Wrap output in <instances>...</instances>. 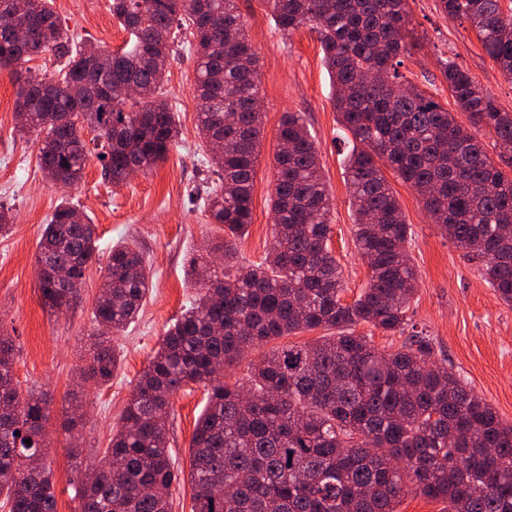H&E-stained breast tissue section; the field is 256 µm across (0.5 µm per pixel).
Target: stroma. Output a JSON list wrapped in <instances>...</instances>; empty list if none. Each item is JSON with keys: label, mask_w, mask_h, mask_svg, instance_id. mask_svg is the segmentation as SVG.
<instances>
[{"label": "stroma", "mask_w": 512, "mask_h": 512, "mask_svg": "<svg viewBox=\"0 0 512 512\" xmlns=\"http://www.w3.org/2000/svg\"><path fill=\"white\" fill-rule=\"evenodd\" d=\"M236 4L260 59L263 120L252 221L237 242L239 262L260 263L269 251L276 132L285 113H300L316 143L332 201L329 246L342 270V300L352 302L367 283L370 269L356 244L344 173L346 147L318 36L308 26L290 32L277 29L266 0H236ZM109 6L110 0H51L52 9L76 38L113 51L125 44L128 34L113 19ZM407 8L416 41L402 57V74L465 126L468 115L459 111L442 72L444 62L454 61L493 95L501 109L512 112V79L487 55L467 21L443 13L439 0H407ZM195 79L193 57L180 50L171 57L162 85L180 128L165 160L115 185L105 179L100 161L92 156L82 180L65 189L45 177L39 164V136L19 128L14 75L0 69V204L12 215L10 233L0 235V330L7 331L16 346L13 372L19 391H41L51 400L46 463L53 474L57 512H79L74 482L99 462L161 337L197 296L191 259L224 239L223 225L213 223L197 195L214 175L200 146ZM384 175L412 231L407 249L418 285L410 304L411 326L432 338L437 364L453 368L502 420L511 423L512 306L482 279L479 261L441 233L415 190L392 170ZM65 199L89 216L98 254L85 271L77 302L67 313L56 315L42 301L38 242L56 205ZM122 242L143 251L153 287L135 322L112 337L118 363L111 380L103 385L86 383L80 369L91 343L92 312L108 255ZM321 335L316 329L264 342L246 361L227 367L224 382L245 384L249 362L271 349L308 344ZM207 392L205 384L190 382L171 398L168 446L181 472L170 489L171 512L193 510L191 440ZM75 409L83 419L71 432L65 422ZM75 441L80 444L76 453L70 450Z\"/></svg>", "instance_id": "1"}]
</instances>
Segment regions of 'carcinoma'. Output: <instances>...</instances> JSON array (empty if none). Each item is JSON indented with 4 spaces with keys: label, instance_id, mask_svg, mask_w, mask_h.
Here are the masks:
<instances>
[{
    "label": "carcinoma",
    "instance_id": "carcinoma-1",
    "mask_svg": "<svg viewBox=\"0 0 512 512\" xmlns=\"http://www.w3.org/2000/svg\"><path fill=\"white\" fill-rule=\"evenodd\" d=\"M281 31L312 25L333 85L339 122L352 135L344 160L355 238L370 278L350 304L328 248L330 198L317 147L302 117L286 113L276 140L273 240L265 261L237 264L236 242L251 223V189L262 115L257 52L236 0H111L133 38L100 69L50 0H0V57L15 62L21 127L44 135L48 179L80 180L91 154L106 179L121 182L163 160L179 135L175 113L155 82L174 54V31L195 40L198 127L218 175L203 207L224 225L213 246L224 264L197 281V305L162 336L106 449V468L76 486L81 512H170L178 479L168 448L173 394L188 382L208 387L193 433V512H397L407 492L448 504V512H512V423L463 383L435 369L432 343L413 334L382 353L361 324L402 333L417 288L405 243L411 228L384 176L391 168L418 194L433 223L483 261L480 274L512 306V177L453 115L399 72L411 43L407 0H266ZM470 22L488 56L512 79V11L501 0H439ZM17 24L29 37H12ZM49 54L57 75L37 78L27 63ZM456 105L497 143L512 145V112L499 108L462 66L443 69ZM137 86L136 97L109 88ZM97 252L93 224L59 203L37 257L45 307L55 314L79 295ZM58 267L71 269L64 288ZM151 280L140 248L115 245L93 311L85 381L112 379V332L139 316ZM334 329L305 345L275 348L249 363L245 387L224 384V366L256 344L298 331ZM14 344L0 333V495L10 512H56L43 463V392H19ZM30 443H25V440Z\"/></svg>",
    "mask_w": 512,
    "mask_h": 512
}]
</instances>
